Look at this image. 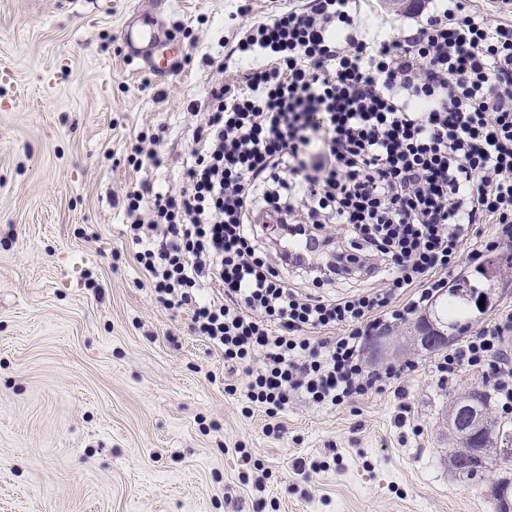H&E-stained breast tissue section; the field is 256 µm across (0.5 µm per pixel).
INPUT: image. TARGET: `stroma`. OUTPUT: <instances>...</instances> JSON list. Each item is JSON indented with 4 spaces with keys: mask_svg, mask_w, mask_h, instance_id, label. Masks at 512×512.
<instances>
[{
    "mask_svg": "<svg viewBox=\"0 0 512 512\" xmlns=\"http://www.w3.org/2000/svg\"><path fill=\"white\" fill-rule=\"evenodd\" d=\"M102 3L0 0V512H495L452 468L443 424L484 381L464 369L439 384L442 353L411 344V323L390 331L419 364L401 392L336 408L292 396L282 437L225 393L236 374L189 311L156 299L119 201L179 185L241 0H174L182 54L163 79L120 37L150 0ZM157 130L161 165L130 166L129 138ZM484 266L478 327L512 309V245Z\"/></svg>",
    "mask_w": 512,
    "mask_h": 512,
    "instance_id": "1",
    "label": "stroma"
}]
</instances>
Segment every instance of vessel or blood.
<instances>
[{
  "label": "vessel or blood",
  "mask_w": 512,
  "mask_h": 512,
  "mask_svg": "<svg viewBox=\"0 0 512 512\" xmlns=\"http://www.w3.org/2000/svg\"><path fill=\"white\" fill-rule=\"evenodd\" d=\"M172 0H154L149 12L129 15L121 29L128 60L143 61L158 77L167 76L176 64L180 46L165 28L164 17Z\"/></svg>",
  "instance_id": "b4317fda"
}]
</instances>
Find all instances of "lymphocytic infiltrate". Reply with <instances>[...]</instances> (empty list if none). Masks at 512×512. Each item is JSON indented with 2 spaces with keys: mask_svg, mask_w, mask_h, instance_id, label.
Returning a JSON list of instances; mask_svg holds the SVG:
<instances>
[{
  "mask_svg": "<svg viewBox=\"0 0 512 512\" xmlns=\"http://www.w3.org/2000/svg\"><path fill=\"white\" fill-rule=\"evenodd\" d=\"M360 13V0H306L241 26L230 52L242 65H218L229 79L180 185L123 199L157 300L190 311L193 334L245 376L226 393L270 417L294 394L332 408L416 372L367 370L365 341L445 292L459 262L512 242V20L428 0L392 34ZM271 224L313 240L315 257H270ZM511 339L510 309L436 370L481 372L512 416Z\"/></svg>",
  "mask_w": 512,
  "mask_h": 512,
  "instance_id": "obj_1",
  "label": "lymphocytic infiltrate"
}]
</instances>
